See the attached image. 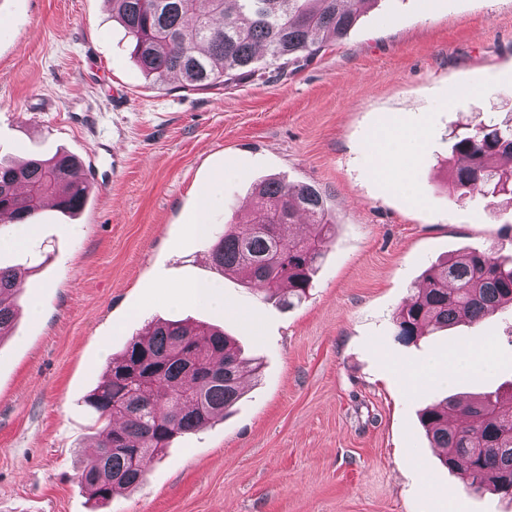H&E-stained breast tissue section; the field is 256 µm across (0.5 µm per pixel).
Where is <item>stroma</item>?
I'll return each mask as SVG.
<instances>
[{"instance_id":"obj_1","label":"stroma","mask_w":512,"mask_h":512,"mask_svg":"<svg viewBox=\"0 0 512 512\" xmlns=\"http://www.w3.org/2000/svg\"><path fill=\"white\" fill-rule=\"evenodd\" d=\"M482 121H512V0H376L287 77L199 90L144 78L110 0H0V157L114 161L82 212L46 207L25 246L0 250L25 278L0 340V512H512L465 490L419 421L512 385V311L408 344L393 326L446 256L512 253V199L447 187L453 131ZM383 127L421 143L390 177L374 168ZM272 176L318 188L334 225L290 308L211 254ZM199 282L223 304L193 303ZM159 320L223 329L260 368L102 505L77 478L101 429L84 399ZM461 344L494 345L484 374L421 375Z\"/></svg>"}]
</instances>
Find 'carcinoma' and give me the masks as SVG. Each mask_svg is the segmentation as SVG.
Listing matches in <instances>:
<instances>
[{
	"label": "carcinoma",
	"instance_id": "carcinoma-1",
	"mask_svg": "<svg viewBox=\"0 0 512 512\" xmlns=\"http://www.w3.org/2000/svg\"><path fill=\"white\" fill-rule=\"evenodd\" d=\"M370 0H112L134 43L145 78L162 87L172 78L194 90L284 75L347 35ZM455 164L448 188L465 194L512 196V124L478 123L453 136ZM90 184L80 161L57 152L21 163L0 158V215L30 224L48 197L60 211L86 205ZM260 207L250 224H230L215 236L212 257L264 297L292 307L307 298L329 242L325 198L310 184L269 178L257 187ZM305 216L308 232L285 235ZM17 272L0 266V337L15 320ZM512 306V255L471 249L427 275L394 316L396 337L409 343L428 329L479 322ZM248 362L223 331L156 322L112 358L86 396L104 430L97 451L78 473L92 499L144 483L151 458L178 436L206 427L243 395ZM442 461L463 475L466 489L512 500V387L469 398L449 396L420 415Z\"/></svg>",
	"mask_w": 512,
	"mask_h": 512
}]
</instances>
